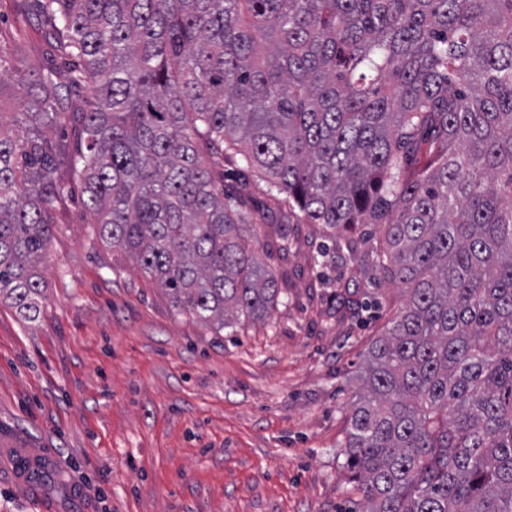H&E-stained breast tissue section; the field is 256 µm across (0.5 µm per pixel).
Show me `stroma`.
I'll use <instances>...</instances> for the list:
<instances>
[{"mask_svg":"<svg viewBox=\"0 0 512 512\" xmlns=\"http://www.w3.org/2000/svg\"><path fill=\"white\" fill-rule=\"evenodd\" d=\"M33 9L0 0V27L22 30L15 53L31 70L46 53ZM224 173L254 214L278 209L257 173L230 158ZM381 236L361 225L352 251L317 265L319 225H300L285 255L259 234L288 301L228 333L177 310L102 244L72 185L39 317L0 302V512H363L345 478V412L405 295L372 269ZM336 294L351 308L337 309ZM22 455L47 465L42 499L15 477Z\"/></svg>","mask_w":512,"mask_h":512,"instance_id":"1","label":"stroma"}]
</instances>
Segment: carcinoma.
<instances>
[{"label": "carcinoma", "instance_id": "carcinoma-1", "mask_svg": "<svg viewBox=\"0 0 512 512\" xmlns=\"http://www.w3.org/2000/svg\"><path fill=\"white\" fill-rule=\"evenodd\" d=\"M49 46L0 112V301L41 312L66 152L100 241L218 330L288 295L224 154L283 195L264 217L351 248L404 308L347 409L365 512H512V0H38ZM0 30V83L16 75ZM68 71L56 81L57 68Z\"/></svg>", "mask_w": 512, "mask_h": 512}]
</instances>
